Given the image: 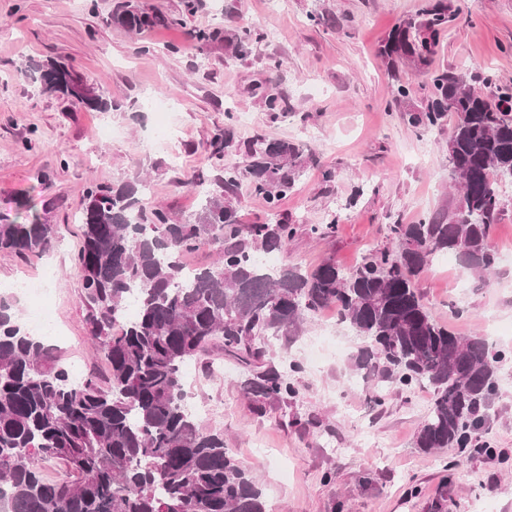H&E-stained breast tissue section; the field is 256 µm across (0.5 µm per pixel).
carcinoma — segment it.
<instances>
[{"label":"carcinoma","mask_w":512,"mask_h":512,"mask_svg":"<svg viewBox=\"0 0 512 512\" xmlns=\"http://www.w3.org/2000/svg\"><path fill=\"white\" fill-rule=\"evenodd\" d=\"M112 24L142 31L181 20L128 2L112 13ZM447 32L448 7L435 0L394 27L379 53L394 78L408 64L428 73L422 104L403 109L412 131L428 132L456 115L447 142L448 176L460 185L456 205L446 218L388 225L390 245L349 272L331 258L311 270L257 263L261 252L283 251L299 225L280 217L241 223L240 191L247 187L277 213L300 174L303 147L255 139L244 145L245 166L226 163L239 150L229 110L209 143L222 167L189 182L202 199L194 219L146 208L143 182L86 189L74 265L87 334L110 378L105 386L91 376L75 382L57 349L27 334L13 303L0 297V489L8 492L0 512H266L262 489L224 446V433L186 407L184 369L219 338L243 363L261 362L240 384L245 395L262 405L285 403L297 390L280 368L283 355L266 354L256 340L294 336L330 307L362 341L353 372L432 389L415 447L427 454L451 448L462 461L490 451L482 432L506 358L485 337L460 336L437 321L417 281L439 253L455 255L479 278L497 267L489 237L501 212L499 184L512 180V84L485 72L483 84L495 88L490 100L462 73L430 71ZM221 35L235 58L263 38L245 25L192 33L201 44ZM27 70L38 74L43 94L89 111L118 108L64 63ZM54 237V225L34 214L0 224V252L46 253ZM206 239L220 260L186 272L185 256ZM50 461L63 464L65 475L46 477Z\"/></svg>","instance_id":"obj_1"}]
</instances>
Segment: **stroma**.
<instances>
[{"mask_svg":"<svg viewBox=\"0 0 512 512\" xmlns=\"http://www.w3.org/2000/svg\"><path fill=\"white\" fill-rule=\"evenodd\" d=\"M122 2L97 0L91 13L84 0H0V224L17 221L16 200L25 195L56 227L46 255L0 252V283L53 265L44 303L60 328L53 344L72 373L108 375L87 336L73 265L86 189L137 178L153 190L150 206L193 219L201 199L188 181L213 168L209 142L226 110L251 116L236 123L238 142L284 139L313 155L279 204L280 216L300 227L280 264L313 268L332 258L350 269L387 245L388 225L453 209L447 128L414 133L393 104L401 82L409 104L419 105L425 77L406 67L393 82L378 55L385 34L415 18L424 0H203L190 15L183 0H137L179 20L139 33L112 26ZM444 2L448 32L434 68L468 74L487 97L493 91L480 80L484 72L512 84V0ZM231 22L265 33L244 59L231 58L223 42L202 47L189 36ZM144 45L149 53H141ZM49 57L67 60L118 110L93 112L40 93L20 67ZM273 59L280 69H270ZM267 93L283 99L284 112L269 115ZM152 96L172 105L164 149L149 144L154 117L141 102ZM325 169L334 171L332 182L323 181ZM333 218L332 237L306 233V225ZM418 287L433 317L459 334L484 335L495 317L503 329L496 342L512 353V262L481 282L455 257L438 255ZM332 317L323 310L293 340L266 341L299 369L290 375L296 397L264 413L240 389L248 366L225 355L221 341L185 369L203 424L223 430L225 446L259 480L267 512H472L479 500L487 512H512V385H501L483 434L491 453L452 466L453 451L428 455L414 446L431 389L394 385L385 404L373 406L374 378L346 381L361 341L341 326L325 332L322 322ZM317 336L315 361L301 346Z\"/></svg>","mask_w":512,"mask_h":512,"instance_id":"stroma-1","label":"stroma"}]
</instances>
